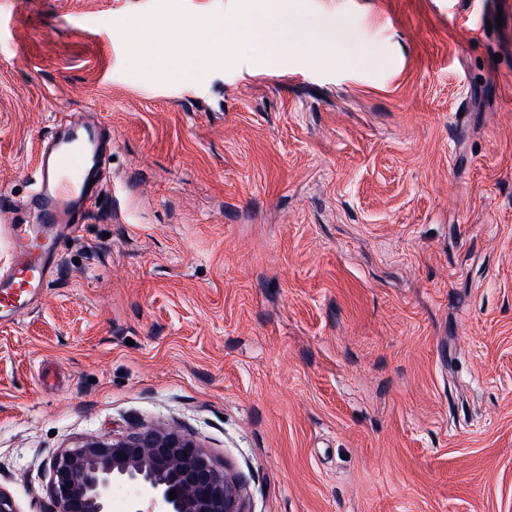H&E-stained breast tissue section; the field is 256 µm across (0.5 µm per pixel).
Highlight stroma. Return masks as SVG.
<instances>
[{"label":"stroma","instance_id":"obj_1","mask_svg":"<svg viewBox=\"0 0 512 512\" xmlns=\"http://www.w3.org/2000/svg\"><path fill=\"white\" fill-rule=\"evenodd\" d=\"M153 4L0 0L10 220L60 124L112 135L0 320V489L49 512L58 452L166 427L248 512H512V0H286L282 63L175 84L124 71Z\"/></svg>","mask_w":512,"mask_h":512}]
</instances>
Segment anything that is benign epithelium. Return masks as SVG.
<instances>
[{
	"instance_id": "obj_1",
	"label": "benign epithelium",
	"mask_w": 512,
	"mask_h": 512,
	"mask_svg": "<svg viewBox=\"0 0 512 512\" xmlns=\"http://www.w3.org/2000/svg\"><path fill=\"white\" fill-rule=\"evenodd\" d=\"M119 487L134 491L128 512H246L240 484L173 429L90 438L52 461L53 512H112ZM142 489L150 492L146 500Z\"/></svg>"
}]
</instances>
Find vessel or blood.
Listing matches in <instances>:
<instances>
[{
	"instance_id": "vessel-or-blood-1",
	"label": "vessel or blood",
	"mask_w": 512,
	"mask_h": 512,
	"mask_svg": "<svg viewBox=\"0 0 512 512\" xmlns=\"http://www.w3.org/2000/svg\"><path fill=\"white\" fill-rule=\"evenodd\" d=\"M107 145L104 125L88 121L71 123L44 141L27 201L34 222L0 226L12 254L9 268L0 271V316L22 307L32 290L42 287L59 229L84 224L102 181Z\"/></svg>"
}]
</instances>
